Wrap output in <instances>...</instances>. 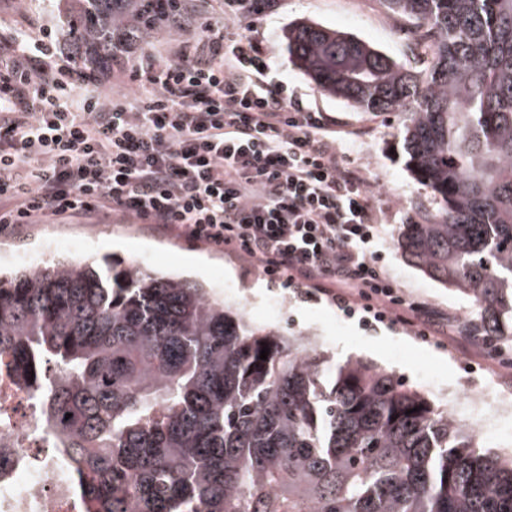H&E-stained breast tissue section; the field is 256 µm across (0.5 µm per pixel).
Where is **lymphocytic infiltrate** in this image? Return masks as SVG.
<instances>
[{
  "label": "lymphocytic infiltrate",
  "instance_id": "f902f5d3",
  "mask_svg": "<svg viewBox=\"0 0 512 512\" xmlns=\"http://www.w3.org/2000/svg\"><path fill=\"white\" fill-rule=\"evenodd\" d=\"M112 62L136 93L105 90L46 35L0 54V234L112 213L245 253L346 311L428 318L381 263L366 178L289 103L259 40L210 24L179 59Z\"/></svg>",
  "mask_w": 512,
  "mask_h": 512
}]
</instances>
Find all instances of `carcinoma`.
I'll use <instances>...</instances> for the list:
<instances>
[{"instance_id":"obj_1","label":"carcinoma","mask_w":512,"mask_h":512,"mask_svg":"<svg viewBox=\"0 0 512 512\" xmlns=\"http://www.w3.org/2000/svg\"><path fill=\"white\" fill-rule=\"evenodd\" d=\"M184 2L70 0L65 38L96 73L112 40L148 41ZM385 3L430 25L427 69L318 24L288 30L289 57L322 91L400 117L439 211L404 225L399 250L480 304L484 341L512 340V0ZM3 382L30 389L84 512H512V460L476 452L447 410L140 264L0 275Z\"/></svg>"}]
</instances>
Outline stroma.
Instances as JSON below:
<instances>
[{"mask_svg":"<svg viewBox=\"0 0 512 512\" xmlns=\"http://www.w3.org/2000/svg\"><path fill=\"white\" fill-rule=\"evenodd\" d=\"M66 21L64 7L48 5L46 0H0L1 40L48 28L55 47L63 52ZM303 21L349 32L414 72L423 70L430 60L422 46L428 26L392 16L383 0H274L254 34L263 41L279 79L287 84L289 102L321 113L330 127L350 133L351 142L344 151L351 166L368 178L374 206L387 229L384 261L399 287L437 314L433 337H419L412 326L367 323L362 313L344 314L326 297L304 298L281 287L260 264L240 254L118 216L70 221L49 217L39 224L20 225L0 235V271L17 270L24 256L47 260L108 255L123 266L135 262L162 273L181 274L225 302L243 306L253 325L308 333L336 362L350 357L369 361L386 368L432 404L443 405V391L467 389L475 380L487 382L496 371V361L478 359L471 336L462 330L469 299L431 279L397 248L404 224L417 214L432 216L437 211L430 190L405 164L397 117L363 111L321 91L291 62L283 34ZM210 23L240 31L247 28L246 23L225 17L224 0H186L180 23L166 27L141 50L171 55L194 42ZM190 254L201 258V266L185 265Z\"/></svg>","mask_w":512,"mask_h":512,"instance_id":"stroma-1","label":"stroma"}]
</instances>
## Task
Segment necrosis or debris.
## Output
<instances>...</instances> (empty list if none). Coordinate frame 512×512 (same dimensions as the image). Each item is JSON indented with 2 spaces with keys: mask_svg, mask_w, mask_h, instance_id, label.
Listing matches in <instances>:
<instances>
[{
  "mask_svg": "<svg viewBox=\"0 0 512 512\" xmlns=\"http://www.w3.org/2000/svg\"><path fill=\"white\" fill-rule=\"evenodd\" d=\"M482 353L499 360L500 378L479 392H448L449 417L477 433L512 413V390L502 381L512 373V352L489 344ZM0 407L9 415L0 421V512H83L72 474L48 425L33 415L26 390L0 385Z\"/></svg>",
  "mask_w": 512,
  "mask_h": 512,
  "instance_id": "necrosis-or-debris-1",
  "label": "necrosis or debris"
}]
</instances>
